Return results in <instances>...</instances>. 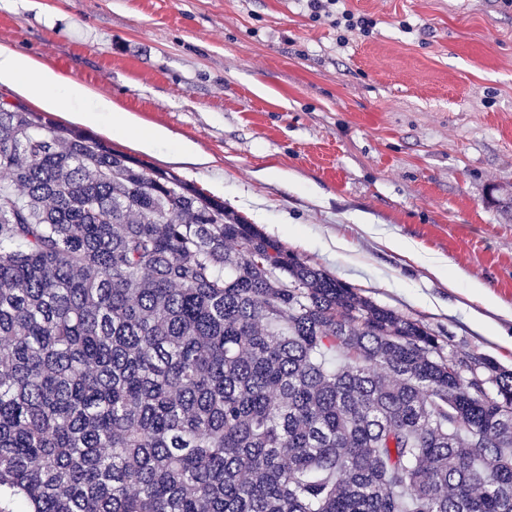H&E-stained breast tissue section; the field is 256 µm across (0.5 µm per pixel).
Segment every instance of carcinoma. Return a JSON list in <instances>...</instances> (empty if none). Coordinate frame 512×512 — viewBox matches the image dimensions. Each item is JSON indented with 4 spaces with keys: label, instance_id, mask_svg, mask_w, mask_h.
Listing matches in <instances>:
<instances>
[{
    "label": "carcinoma",
    "instance_id": "obj_1",
    "mask_svg": "<svg viewBox=\"0 0 512 512\" xmlns=\"http://www.w3.org/2000/svg\"><path fill=\"white\" fill-rule=\"evenodd\" d=\"M42 117L0 104V512H512V370Z\"/></svg>",
    "mask_w": 512,
    "mask_h": 512
}]
</instances>
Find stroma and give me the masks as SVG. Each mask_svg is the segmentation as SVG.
<instances>
[{"label": "stroma", "instance_id": "obj_1", "mask_svg": "<svg viewBox=\"0 0 512 512\" xmlns=\"http://www.w3.org/2000/svg\"><path fill=\"white\" fill-rule=\"evenodd\" d=\"M340 6L369 22L342 48L344 26L305 0H0V45L167 129L147 162L301 261L422 323L446 352L512 369V7ZM183 140L204 164L174 158ZM390 237L415 256L385 248ZM428 259L486 298L442 284ZM430 271L438 278L448 281V288H454L457 280L465 279L467 281V288L471 297L477 301H481L485 294L486 286L481 281L471 280L461 275L460 272L456 274H449L448 268L440 261L432 259L429 263Z\"/></svg>", "mask_w": 512, "mask_h": 512}]
</instances>
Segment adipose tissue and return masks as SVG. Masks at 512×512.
<instances>
[{
    "label": "adipose tissue",
    "mask_w": 512,
    "mask_h": 512,
    "mask_svg": "<svg viewBox=\"0 0 512 512\" xmlns=\"http://www.w3.org/2000/svg\"><path fill=\"white\" fill-rule=\"evenodd\" d=\"M14 88L48 112H61L78 122L95 126L103 117L112 120V133L134 132V118L120 111L110 99L68 79L56 69L10 47L0 45V85Z\"/></svg>",
    "instance_id": "ef3b65f1"
}]
</instances>
